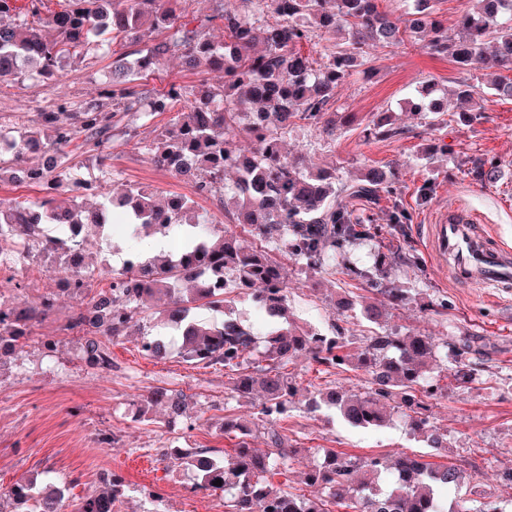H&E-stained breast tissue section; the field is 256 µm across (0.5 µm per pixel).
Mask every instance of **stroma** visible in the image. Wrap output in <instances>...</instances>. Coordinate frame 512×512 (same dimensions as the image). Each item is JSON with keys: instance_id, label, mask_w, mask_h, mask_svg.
<instances>
[{"instance_id": "35a3bbf8", "label": "stroma", "mask_w": 512, "mask_h": 512, "mask_svg": "<svg viewBox=\"0 0 512 512\" xmlns=\"http://www.w3.org/2000/svg\"><path fill=\"white\" fill-rule=\"evenodd\" d=\"M111 63V52L94 50L66 67L54 84L30 80L0 88V127L40 128L43 113L55 111L59 101H69L75 108L93 101ZM373 65V74L355 77L338 95L337 111L355 113L354 124L338 129L327 143L300 120L283 136V147L289 155L334 168L345 180L370 166L396 168L402 204L413 216L404 227L401 249L414 255L416 265L391 269L389 281L407 289L408 300L393 309L385 327L439 338L463 332L490 341L475 383L459 384L448 378L446 368L436 370L441 391L431 402V420L447 432V447L436 450L414 438L400 416L386 426L364 429L349 426L333 411H310L308 403L317 391L339 386L356 393L367 386L368 377L360 371L329 370L303 357L288 366L298 392L287 415L268 419L261 415L259 401L241 404L232 398V377L223 369L198 367L175 354L163 360L144 356L141 337L154 331L149 321L141 335L110 342L111 369L87 363L81 338L64 329L69 316L91 292L108 287L109 272L122 268L117 258L121 245L129 242L139 250L150 243L146 235L128 238L118 225L111 237L92 233L81 241L90 266L107 270L91 291H62L64 272L51 252L26 255L0 272L4 299L32 305L47 293L57 295L53 312L35 328L33 337L20 343L11 362L0 367V492L21 477L47 471L61 483L78 479L72 491L78 497L103 489L104 477L116 473L129 485L120 512H224L222 497L190 494L194 476L170 443L230 449L234 441L224 436L221 425L225 415L236 413L256 423L254 448L266 450L269 426L299 448L298 462L280 479L293 493L312 495L304 473L317 462L319 449L331 448L358 457L406 452L434 463L450 462L464 469L469 481L449 491V498L466 497L476 489L503 501L512 499V488L496 479L497 471L512 468V293L453 284L447 265L432 259L422 236L423 225L454 204L486 225L495 241L512 247V101L487 97L480 117H454L430 129L407 103L414 87L431 79L440 90H452L463 79V71L411 44L377 53ZM385 110L392 112L404 135L365 138L363 126ZM120 118V133L106 161L97 159L83 136L65 147L74 173L96 187L95 193L85 195V203L95 204L99 194L115 188L146 187L162 196L193 197L199 214L228 227L220 195L196 194L190 179L154 164L147 147L170 124L171 113L124 112ZM428 149L434 154L430 165L421 158ZM475 157L494 160L502 170L501 181L483 187L467 178L464 164ZM428 179L434 189L426 198L421 187ZM377 247L374 240L354 241L345 248L342 265L323 271L287 262L289 303L297 318L326 332L339 327L357 347L377 334L380 328L361 321L358 311L340 317L333 308L338 292L361 294V283L345 269L370 266ZM44 336L54 338V349L41 344ZM159 388L189 395L187 415L177 424H170L160 405L141 414L139 397Z\"/></svg>"}]
</instances>
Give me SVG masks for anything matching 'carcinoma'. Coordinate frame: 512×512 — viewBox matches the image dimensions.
<instances>
[{
  "mask_svg": "<svg viewBox=\"0 0 512 512\" xmlns=\"http://www.w3.org/2000/svg\"><path fill=\"white\" fill-rule=\"evenodd\" d=\"M17 0H0V16L13 13L17 20L0 25V83L53 80L64 59H80L106 41L144 45L120 53L112 72L102 83L98 99L76 109L73 121L64 122L71 106L64 102L48 113L51 134L38 129L5 131L0 128V169L21 170L22 180L45 191L42 200L0 205V252L19 243H37L64 256V289L82 292L101 272L89 268L78 244L85 229L106 230L114 224L176 234L177 250L162 262L142 258L126 262L111 274L107 288L90 297L69 318L65 329L82 335L86 358L100 367L112 365L102 338L117 339L140 329L148 302L167 297L160 312L162 331L141 344L143 355L162 360L177 344L185 361L204 367L220 366L235 374L232 392L240 399L262 397L263 414L288 412L296 386L284 367L305 356L332 369L363 371L369 385L354 395L332 390L311 401L312 408L334 411L350 426L378 428L397 414L411 434L434 448L448 447V439L429 421L428 402L438 386L431 381L437 361L459 364L450 374L456 382L473 381V370L462 363L477 354L475 338L463 335L439 342L420 333L389 332L372 336L355 353L345 351L346 337L299 324L288 300L284 264L286 256L311 270H322L350 243L377 238L382 230L372 214L355 212L356 201L367 199L384 209L388 243H380L377 260L368 270H353L377 298L342 296L336 314L359 307L362 318L380 326L388 311L405 303L406 291L383 288L390 265L387 252L399 243L411 216L397 197L398 177L391 170L369 167L351 180L336 170L313 167L283 152L282 136L295 120H303L319 135H336L333 105L339 90L355 76L372 70L371 51L422 43L427 52L447 58L480 81L459 84L442 98L420 85L410 101L424 124L433 127L445 113L471 119L481 115L483 94L512 100V0H468L469 7L456 19L458 38H448V28L438 19L434 0H410V16L383 10L381 0H230L215 14L189 16V0H65L62 10L42 16L44 0H29L26 11ZM48 27L50 39L42 34ZM218 27L224 38L215 41L205 30ZM342 35L312 59L303 46L314 38ZM170 59L182 61L198 73L220 75L216 86L206 77L186 87L170 84L166 91H149L140 80L160 70ZM149 115L176 113L148 146L155 163L174 174L193 173L199 194L224 193L226 217L275 245L277 254L242 247L229 231L214 230L196 214L194 200L173 194L160 198L144 188H127L85 208L58 197L77 189L92 190L71 176L60 148L82 133L104 160L109 155L113 119L120 112ZM245 133L252 150L245 152L237 138ZM366 136L392 139L403 134L385 113L364 129ZM232 173V184L225 182ZM465 175L487 187L497 183L499 168L491 160L474 158ZM55 226L59 235L48 233ZM249 298L263 309L265 331L257 336L232 317V300ZM50 293L37 305H13L8 321L0 320V353L32 335L34 327L54 307ZM205 307L223 315L219 321L197 318ZM189 398L182 391L158 389L147 405L161 404L180 415ZM256 423L245 416L224 418L223 431L237 442L232 452L217 457L210 448H182L180 453L196 473L194 487L224 498L225 512H332L329 506L350 512H504L497 502L480 498L447 502L441 492L465 481V471L452 464L427 462L420 455L401 453L389 459L380 455L357 457L332 449L322 450L319 461L305 473L306 484L321 490L324 498L309 499L283 490L272 482L296 461L299 449L275 429H268L270 450L252 445ZM221 480V485L213 482ZM78 485L72 479L61 487L37 488L36 480L23 477L8 491L10 512H118L127 484L112 475L110 488L71 498Z\"/></svg>",
  "mask_w": 512,
  "mask_h": 512,
  "instance_id": "1",
  "label": "carcinoma"
}]
</instances>
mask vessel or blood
<instances>
[{
    "label": "vessel or blood",
    "instance_id": "b4317fda",
    "mask_svg": "<svg viewBox=\"0 0 512 512\" xmlns=\"http://www.w3.org/2000/svg\"><path fill=\"white\" fill-rule=\"evenodd\" d=\"M433 251L452 257L451 279L485 288H512V250L493 246L470 213L454 207L427 227Z\"/></svg>",
    "mask_w": 512,
    "mask_h": 512
}]
</instances>
